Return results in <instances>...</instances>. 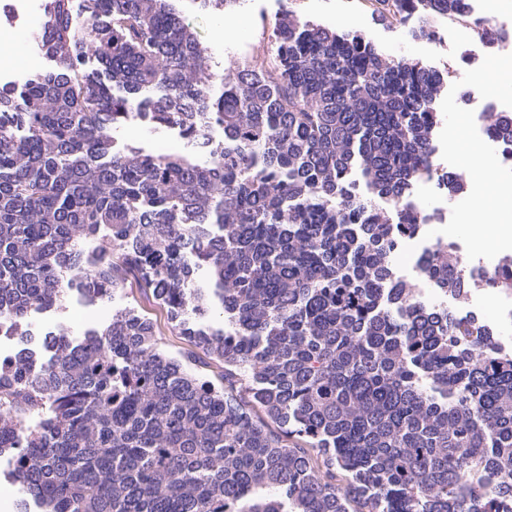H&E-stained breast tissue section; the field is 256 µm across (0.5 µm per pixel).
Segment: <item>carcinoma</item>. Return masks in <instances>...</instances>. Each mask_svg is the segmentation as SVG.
<instances>
[{"label": "carcinoma", "mask_w": 512, "mask_h": 512, "mask_svg": "<svg viewBox=\"0 0 512 512\" xmlns=\"http://www.w3.org/2000/svg\"><path fill=\"white\" fill-rule=\"evenodd\" d=\"M431 38L467 0H371ZM45 0L58 68L0 91V324L128 285L222 365L217 387L156 347L153 322L62 326L39 362H0L4 475L38 512H500L512 503V355L475 320L395 278L424 224L415 181L462 189L430 159L449 72L387 58L291 10L266 54L211 70L171 0ZM99 68L87 72V44ZM222 87L218 95L215 85ZM209 161L118 149L136 118ZM99 237L89 253L83 242ZM209 270L213 287L196 273ZM423 276L472 286L464 262ZM224 329L205 325L212 298ZM243 381L248 405L230 389ZM19 436L23 447L5 445ZM479 469L495 477L464 485Z\"/></svg>", "instance_id": "obj_1"}]
</instances>
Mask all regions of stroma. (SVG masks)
Listing matches in <instances>:
<instances>
[{"instance_id": "35a3bbf8", "label": "stroma", "mask_w": 512, "mask_h": 512, "mask_svg": "<svg viewBox=\"0 0 512 512\" xmlns=\"http://www.w3.org/2000/svg\"><path fill=\"white\" fill-rule=\"evenodd\" d=\"M175 9L189 23L200 43L206 48L210 64L216 71H231L249 61L257 52L271 46L270 26L279 11V0H241L231 11L204 9L193 0H173ZM292 8L302 20L321 24L339 33L357 32L374 42L393 60L421 61L450 68V83L466 88L465 78L472 69L461 63L455 51L461 42L472 40L473 34L461 26L443 23V40L413 38L408 28L379 22L369 0H293ZM471 109L461 102L449 103L441 110L440 131L456 134L452 155L440 159L442 170L460 176L465 185L479 183L475 172L465 169V154L472 149L468 135ZM118 147H134L154 154L186 156L205 160V153L181 139L175 131L158 129L141 121H130L113 130ZM480 185L482 194H490L488 184ZM131 309L149 318L155 327L157 347L168 357L182 358L191 352L189 342L173 329L166 307L137 289L126 287L114 292L112 298L88 301L81 293L68 295L63 311L51 310L33 315L31 329L44 335L67 325L73 335L89 330L100 331L112 321L115 311Z\"/></svg>"}]
</instances>
